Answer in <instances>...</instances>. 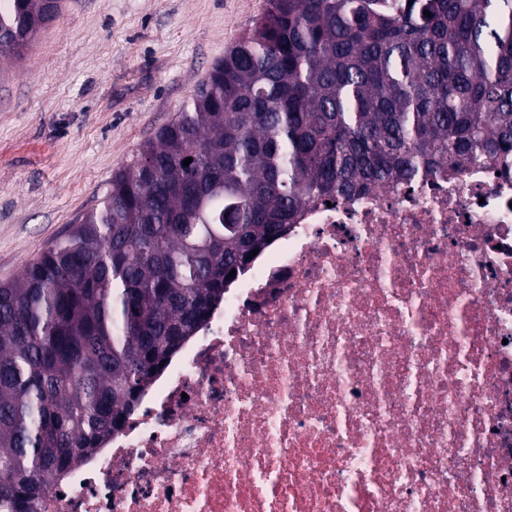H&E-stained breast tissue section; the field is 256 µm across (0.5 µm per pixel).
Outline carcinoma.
Listing matches in <instances>:
<instances>
[{
    "label": "carcinoma",
    "mask_w": 512,
    "mask_h": 512,
    "mask_svg": "<svg viewBox=\"0 0 512 512\" xmlns=\"http://www.w3.org/2000/svg\"><path fill=\"white\" fill-rule=\"evenodd\" d=\"M49 21L0 0V51ZM477 160L512 163V0H268L98 207L0 282V512H36L120 431L308 204Z\"/></svg>",
    "instance_id": "obj_1"
}]
</instances>
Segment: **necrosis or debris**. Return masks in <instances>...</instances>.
Returning <instances> with one entry per match:
<instances>
[{"instance_id":"4bbe7bcc","label":"necrosis or debris","mask_w":512,"mask_h":512,"mask_svg":"<svg viewBox=\"0 0 512 512\" xmlns=\"http://www.w3.org/2000/svg\"><path fill=\"white\" fill-rule=\"evenodd\" d=\"M36 512H512V168L311 203Z\"/></svg>"}]
</instances>
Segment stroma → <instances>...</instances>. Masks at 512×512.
Masks as SVG:
<instances>
[{"label": "stroma", "mask_w": 512, "mask_h": 512, "mask_svg": "<svg viewBox=\"0 0 512 512\" xmlns=\"http://www.w3.org/2000/svg\"><path fill=\"white\" fill-rule=\"evenodd\" d=\"M267 0H61L0 61V282L97 207Z\"/></svg>", "instance_id": "35a3bbf8"}]
</instances>
